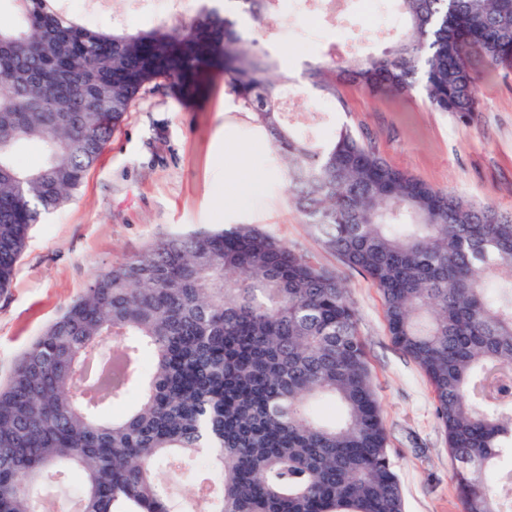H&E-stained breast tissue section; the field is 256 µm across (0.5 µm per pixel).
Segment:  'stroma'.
<instances>
[{"mask_svg": "<svg viewBox=\"0 0 512 512\" xmlns=\"http://www.w3.org/2000/svg\"><path fill=\"white\" fill-rule=\"evenodd\" d=\"M344 14L315 18L285 0L277 23L251 33L295 78L284 120L299 135L330 137L350 125L389 165L480 205L512 213V67L488 72L479 57L474 118L437 112L416 91L375 95L341 85L342 103L322 99L304 78L308 62L345 63L389 51L401 26L393 0H346ZM89 24L146 29L189 21L196 0L174 11L154 0H60ZM251 224L307 254L346 284L358 314L381 405L404 512H461L448 445L428 384L391 341L377 288L327 251L292 203L270 142L216 75L205 99L168 92L139 100L81 187L32 226L13 281L0 292V384L41 331L101 270L157 241L216 225Z\"/></svg>", "mask_w": 512, "mask_h": 512, "instance_id": "1", "label": "stroma"}]
</instances>
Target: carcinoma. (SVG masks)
Masks as SVG:
<instances>
[{"label":"carcinoma","mask_w":512,"mask_h":512,"mask_svg":"<svg viewBox=\"0 0 512 512\" xmlns=\"http://www.w3.org/2000/svg\"><path fill=\"white\" fill-rule=\"evenodd\" d=\"M0 21V291L31 226L59 208L127 112L164 84L202 94L220 70L270 137L321 244L372 281L393 343L422 372L461 512H512V213L387 165L346 124L312 142L284 124L279 60L245 23L281 0H200L187 23L88 26L56 0ZM381 56L307 79L419 91L478 109L473 55L512 65V0H397ZM41 146L37 169L18 166ZM97 364L87 398L74 371ZM139 393L127 413L112 408ZM333 407L326 418L323 412ZM195 463L204 512H403L357 316L338 277L249 224L172 236L100 271L0 387V512H50L55 476L78 512H195L169 484Z\"/></svg>","instance_id":"obj_1"}]
</instances>
